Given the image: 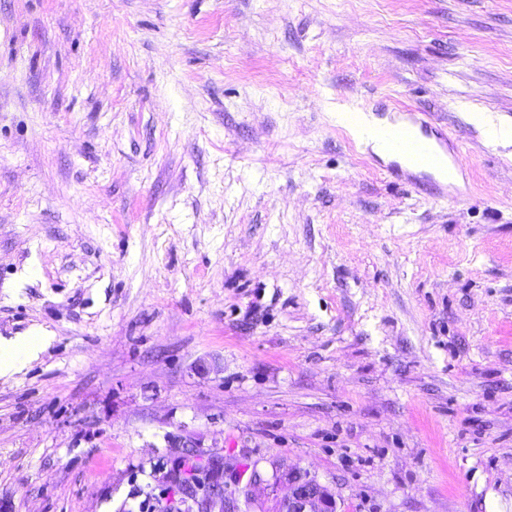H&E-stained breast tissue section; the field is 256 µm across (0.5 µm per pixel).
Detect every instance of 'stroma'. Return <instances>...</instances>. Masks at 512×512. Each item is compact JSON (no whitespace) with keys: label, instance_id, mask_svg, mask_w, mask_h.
Here are the masks:
<instances>
[{"label":"stroma","instance_id":"stroma-1","mask_svg":"<svg viewBox=\"0 0 512 512\" xmlns=\"http://www.w3.org/2000/svg\"><path fill=\"white\" fill-rule=\"evenodd\" d=\"M427 120L448 193L340 108ZM512 0H0V512L187 453L340 512H512ZM359 120L356 125L350 126L351 132L366 146H370L373 152L383 158H390L388 155H392L385 147L382 139L378 133V129L382 122L378 120L373 114L358 112ZM470 116L495 138L512 142V126L499 124L496 118L487 112L470 113ZM51 336H15L5 339L0 336V378H9L24 370L39 358L51 341Z\"/></svg>","mask_w":512,"mask_h":512}]
</instances>
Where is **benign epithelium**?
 I'll use <instances>...</instances> for the list:
<instances>
[{
	"mask_svg": "<svg viewBox=\"0 0 512 512\" xmlns=\"http://www.w3.org/2000/svg\"><path fill=\"white\" fill-rule=\"evenodd\" d=\"M202 464L211 468L208 488L179 470L169 474L175 488L170 512H338L335 493L307 470L275 468L269 474L256 467L245 476L230 464Z\"/></svg>",
	"mask_w": 512,
	"mask_h": 512,
	"instance_id": "benign-epithelium-1",
	"label": "benign epithelium"
}]
</instances>
